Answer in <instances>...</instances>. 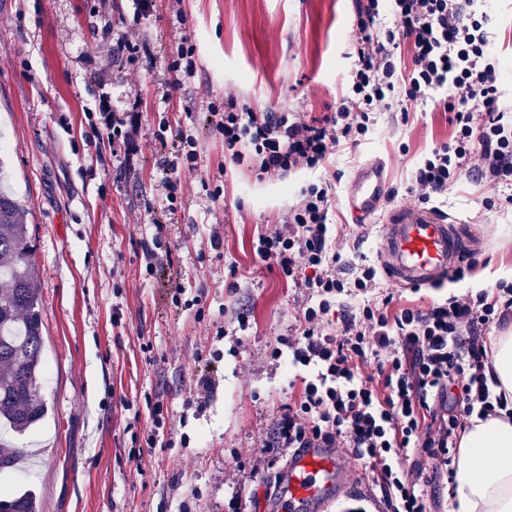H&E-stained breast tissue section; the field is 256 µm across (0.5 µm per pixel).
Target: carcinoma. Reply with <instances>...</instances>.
<instances>
[{
    "label": "carcinoma",
    "mask_w": 512,
    "mask_h": 512,
    "mask_svg": "<svg viewBox=\"0 0 512 512\" xmlns=\"http://www.w3.org/2000/svg\"><path fill=\"white\" fill-rule=\"evenodd\" d=\"M23 204L0 191V422L24 434L48 411L37 394L43 376V321ZM20 448L0 446V471L16 465ZM0 512H39L31 492L0 496Z\"/></svg>",
    "instance_id": "cac0c4a2"
}]
</instances>
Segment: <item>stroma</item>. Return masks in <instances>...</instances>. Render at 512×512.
<instances>
[{"instance_id":"stroma-1","label":"stroma","mask_w":512,"mask_h":512,"mask_svg":"<svg viewBox=\"0 0 512 512\" xmlns=\"http://www.w3.org/2000/svg\"><path fill=\"white\" fill-rule=\"evenodd\" d=\"M478 5L491 17L502 109L512 114V0ZM355 15L356 0H155L145 18L134 0H0V176L27 205L45 327L38 393L50 406L29 435L45 447L36 475L2 477L0 489L34 490L41 512H273L290 451L267 442L311 374L288 346L308 292L253 244L315 183L330 190L329 249L347 276L378 265L388 212L413 204L416 167L451 137L448 93L405 115L375 113L368 132L323 166L288 173L233 165L206 116L228 97L257 112H335L348 90ZM135 35L150 43L153 66L118 49ZM184 38L196 73L175 87L167 64ZM105 94L113 112L142 114L130 131L134 153L98 128ZM176 130L196 138L197 160L176 172L172 210L160 161ZM376 157L388 165V193L357 225L346 208L350 180ZM210 185L221 195L207 194ZM432 206L456 220L471 270L417 290L382 275L375 295L426 306L512 282V187L464 176ZM158 222L185 288L177 303L167 277L145 273ZM205 371L213 387L199 410L191 400ZM379 508L354 465L317 512Z\"/></svg>"}]
</instances>
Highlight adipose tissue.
<instances>
[{
  "label": "adipose tissue",
  "instance_id": "1",
  "mask_svg": "<svg viewBox=\"0 0 512 512\" xmlns=\"http://www.w3.org/2000/svg\"><path fill=\"white\" fill-rule=\"evenodd\" d=\"M452 512H512V419L474 420L460 440Z\"/></svg>",
  "mask_w": 512,
  "mask_h": 512
}]
</instances>
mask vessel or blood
Returning a JSON list of instances; mask_svg holds the SVG:
<instances>
[{
	"mask_svg": "<svg viewBox=\"0 0 512 512\" xmlns=\"http://www.w3.org/2000/svg\"><path fill=\"white\" fill-rule=\"evenodd\" d=\"M386 194L385 161L375 158L362 164L348 189L354 223H366ZM378 256L394 283L420 288L438 282L448 269L460 265L465 252L447 217L423 206H404L388 218ZM343 469L333 449H296L281 476L277 512H297L300 505L319 500Z\"/></svg>",
	"mask_w": 512,
	"mask_h": 512,
	"instance_id": "1",
	"label": "vessel or blood"
}]
</instances>
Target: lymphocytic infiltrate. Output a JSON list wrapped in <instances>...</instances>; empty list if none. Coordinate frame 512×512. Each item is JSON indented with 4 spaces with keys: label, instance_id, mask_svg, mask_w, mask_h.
Returning <instances> with one entry per match:
<instances>
[{
    "label": "lymphocytic infiltrate",
    "instance_id": "f902f5d3",
    "mask_svg": "<svg viewBox=\"0 0 512 512\" xmlns=\"http://www.w3.org/2000/svg\"><path fill=\"white\" fill-rule=\"evenodd\" d=\"M488 15L474 0H366L358 15L350 95L320 119L291 120L225 103L208 121L223 136L232 164L256 160L261 171L323 165L341 142L368 132L377 104L407 112L439 89L453 128L416 168L409 192L426 204L461 176L512 185V123L500 109V58L490 47ZM408 47L409 66L399 50ZM330 198L309 185L284 229L260 235L253 249L288 280H301L314 306L298 313L293 359L313 367L269 442L273 448H348L378 488L383 512H427L426 490L407 469L412 457L450 466L473 418L500 415L512 402L489 366L486 332L512 320V283L449 297L427 308L395 306L393 295L342 310L339 334L324 320L336 296L375 288L367 267L345 279L328 252ZM310 275H303V268Z\"/></svg>",
    "mask_w": 512,
    "mask_h": 512
}]
</instances>
